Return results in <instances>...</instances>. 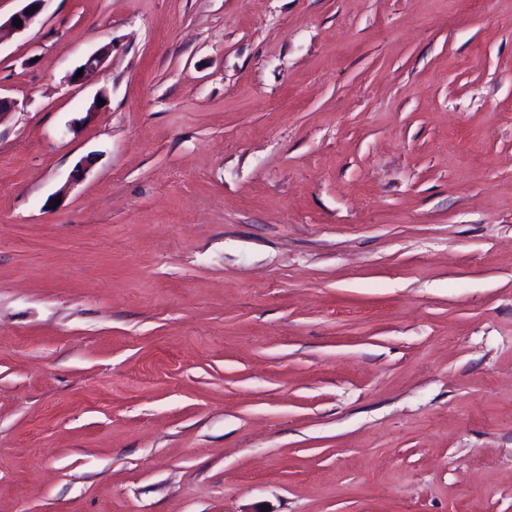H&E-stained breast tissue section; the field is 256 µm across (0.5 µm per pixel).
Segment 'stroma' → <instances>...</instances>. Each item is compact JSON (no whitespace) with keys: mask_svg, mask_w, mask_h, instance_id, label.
Here are the masks:
<instances>
[{"mask_svg":"<svg viewBox=\"0 0 512 512\" xmlns=\"http://www.w3.org/2000/svg\"><path fill=\"white\" fill-rule=\"evenodd\" d=\"M0 95V512H512V0H46ZM108 51L109 48H104L88 56L84 63L71 73V83L75 85H83L91 79L102 68ZM79 69H83V75L76 78V73Z\"/></svg>","mask_w":512,"mask_h":512,"instance_id":"35a3bbf8","label":"stroma"}]
</instances>
